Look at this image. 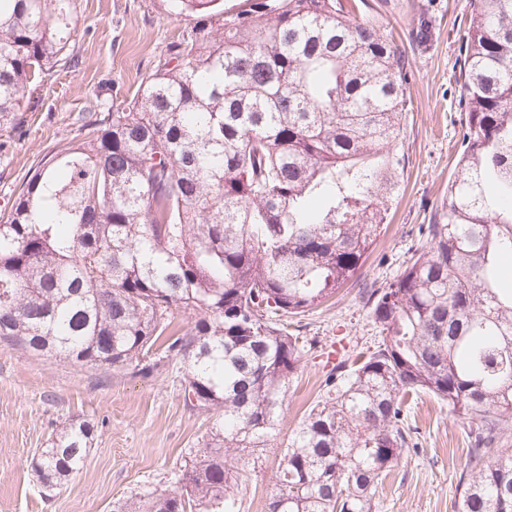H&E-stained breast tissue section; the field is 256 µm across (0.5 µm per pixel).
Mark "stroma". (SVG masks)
<instances>
[{"mask_svg":"<svg viewBox=\"0 0 512 512\" xmlns=\"http://www.w3.org/2000/svg\"><path fill=\"white\" fill-rule=\"evenodd\" d=\"M367 2L369 14L392 27L412 75L402 190L391 224L377 236L356 279L325 305L290 318V331L307 350L290 379L274 447L246 470L239 512H267L280 453L322 394L328 352L354 356L378 342L360 290L403 270L409 249L421 242L419 227L432 223L453 173L459 45L470 25V0ZM73 3L76 27L68 52L80 65L60 68L31 96L20 128L0 130V212L45 154L79 139L78 115L86 102L99 94L132 97L182 26L163 0ZM421 18L430 22L433 39L418 46L408 33ZM181 372L177 361L145 376L103 372L0 340V512H117L127 498L150 501L173 489L189 449L215 420L184 406ZM406 419L415 447L373 497L372 512H453L469 424L424 392L409 398ZM74 420L93 424L90 451L81 470L45 498L31 461Z\"/></svg>","mask_w":512,"mask_h":512,"instance_id":"1","label":"stroma"}]
</instances>
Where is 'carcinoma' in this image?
<instances>
[{
	"label": "carcinoma",
	"instance_id": "carcinoma-1",
	"mask_svg": "<svg viewBox=\"0 0 512 512\" xmlns=\"http://www.w3.org/2000/svg\"><path fill=\"white\" fill-rule=\"evenodd\" d=\"M185 26L134 97L97 101L0 214V340L80 367L183 364L218 418L176 488L121 512H236L240 462L274 447L304 355L275 316L353 279L403 178L405 51L364 0H167ZM459 149L402 272L367 290L381 339L339 361L273 475L268 512H372L425 392L471 425L454 512H512V0H470ZM71 0H0V128L66 59ZM187 314L182 326L175 314ZM93 426L32 460L52 489Z\"/></svg>",
	"mask_w": 512,
	"mask_h": 512
}]
</instances>
